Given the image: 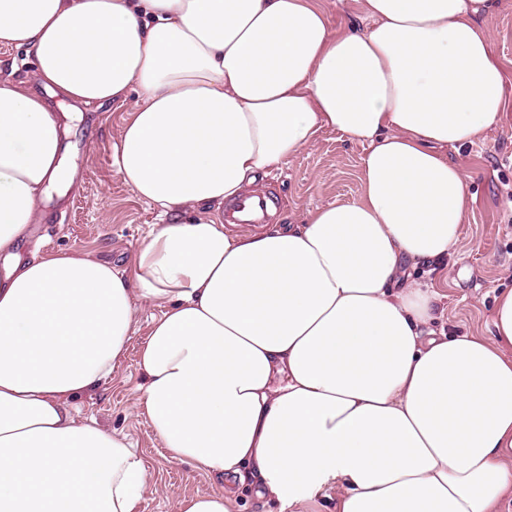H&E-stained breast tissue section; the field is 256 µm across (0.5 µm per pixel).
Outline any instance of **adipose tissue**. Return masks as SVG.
I'll return each instance as SVG.
<instances>
[{"instance_id": "1", "label": "adipose tissue", "mask_w": 512, "mask_h": 512, "mask_svg": "<svg viewBox=\"0 0 512 512\" xmlns=\"http://www.w3.org/2000/svg\"><path fill=\"white\" fill-rule=\"evenodd\" d=\"M0 0V512H136L150 474L78 416L111 378L136 306L161 308L138 400L175 460L218 479L178 512H235L241 489L296 512H500L512 502V289L488 336L448 331L442 293L469 180L445 149L505 115L479 20L492 0ZM139 100L112 166L159 207L130 273L19 246L66 173L49 97ZM330 129L361 144V194L298 224L225 229L215 212ZM332 29L360 27L365 24L362 11L356 0H320ZM0 77H10L16 82H23L29 88L36 89L34 82V56L27 48H16L0 44ZM14 66V69L12 68Z\"/></svg>"}]
</instances>
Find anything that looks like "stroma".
Masks as SVG:
<instances>
[{"label": "stroma", "instance_id": "stroma-1", "mask_svg": "<svg viewBox=\"0 0 512 512\" xmlns=\"http://www.w3.org/2000/svg\"><path fill=\"white\" fill-rule=\"evenodd\" d=\"M482 26L507 70V106L501 124L476 141L448 150L451 161L470 176L469 212L461 239L447 267L431 280L445 293L448 330L488 335L497 290L512 287V0H495ZM136 94L126 103L83 113L68 141V170L75 182L63 199L45 209L33 233L49 249L83 253L126 269L129 257L151 225L159 223L156 206L136 198L112 168V144ZM363 149L340 133L322 131L313 146L301 149L255 187L276 193V223H300L306 212L361 193L359 159ZM154 307L137 312L129 351L98 391L82 396V416L127 435L144 459L151 484L139 512H176L179 499L215 490L216 483L186 461L170 459L136 406L143 383L137 353L146 340Z\"/></svg>", "mask_w": 512, "mask_h": 512}]
</instances>
